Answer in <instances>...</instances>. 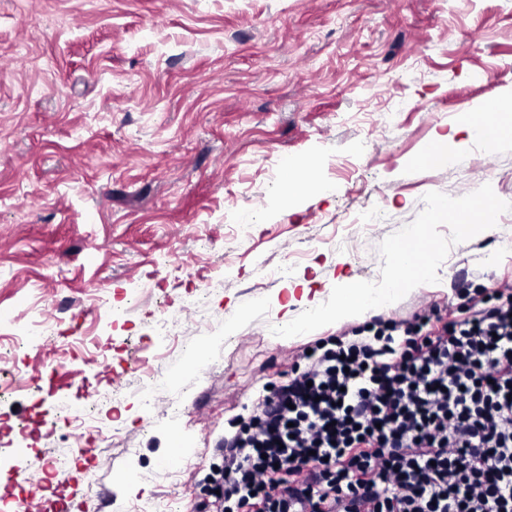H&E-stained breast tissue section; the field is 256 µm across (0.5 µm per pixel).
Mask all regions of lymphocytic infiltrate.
I'll list each match as a JSON object with an SVG mask.
<instances>
[{
  "mask_svg": "<svg viewBox=\"0 0 512 512\" xmlns=\"http://www.w3.org/2000/svg\"><path fill=\"white\" fill-rule=\"evenodd\" d=\"M333 336L225 439L214 512H512V284Z\"/></svg>",
  "mask_w": 512,
  "mask_h": 512,
  "instance_id": "lymphocytic-infiltrate-1",
  "label": "lymphocytic infiltrate"
}]
</instances>
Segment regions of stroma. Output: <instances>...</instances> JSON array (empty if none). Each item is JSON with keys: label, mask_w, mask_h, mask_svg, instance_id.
<instances>
[{"label": "stroma", "mask_w": 512, "mask_h": 512, "mask_svg": "<svg viewBox=\"0 0 512 512\" xmlns=\"http://www.w3.org/2000/svg\"><path fill=\"white\" fill-rule=\"evenodd\" d=\"M508 90L512 0H0V501L17 461L87 440L92 478L68 489L81 512L212 501L224 437L263 386L364 319L272 327L342 278L380 281L381 242L426 193L488 184L512 203V147L461 133L456 164L419 162ZM292 165L335 193L285 200ZM510 236L512 210L384 317L512 282ZM163 310L187 330L168 345L152 334ZM80 371L95 389L121 375L96 408L119 438L61 424ZM180 441L195 465L169 464Z\"/></svg>", "instance_id": "obj_1"}]
</instances>
